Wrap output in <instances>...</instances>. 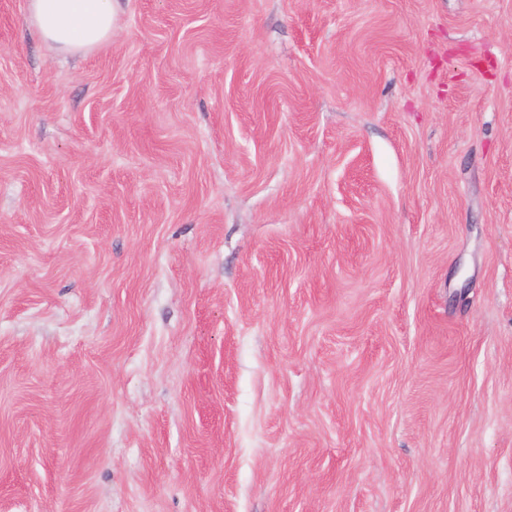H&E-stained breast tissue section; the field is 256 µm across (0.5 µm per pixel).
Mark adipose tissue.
Returning a JSON list of instances; mask_svg holds the SVG:
<instances>
[{"label":"adipose tissue","instance_id":"1","mask_svg":"<svg viewBox=\"0 0 512 512\" xmlns=\"http://www.w3.org/2000/svg\"><path fill=\"white\" fill-rule=\"evenodd\" d=\"M39 36L65 53H87L112 38L116 0H28Z\"/></svg>","mask_w":512,"mask_h":512}]
</instances>
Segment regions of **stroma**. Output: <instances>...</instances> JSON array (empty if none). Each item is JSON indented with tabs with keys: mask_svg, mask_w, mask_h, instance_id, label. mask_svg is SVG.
<instances>
[{
	"mask_svg": "<svg viewBox=\"0 0 512 512\" xmlns=\"http://www.w3.org/2000/svg\"><path fill=\"white\" fill-rule=\"evenodd\" d=\"M0 0V512H512V0ZM117 0H28L39 36L65 53H87L112 39Z\"/></svg>",
	"mask_w": 512,
	"mask_h": 512,
	"instance_id": "1",
	"label": "stroma"
}]
</instances>
